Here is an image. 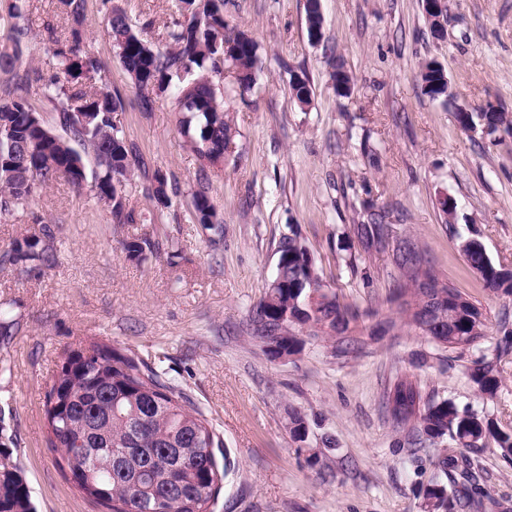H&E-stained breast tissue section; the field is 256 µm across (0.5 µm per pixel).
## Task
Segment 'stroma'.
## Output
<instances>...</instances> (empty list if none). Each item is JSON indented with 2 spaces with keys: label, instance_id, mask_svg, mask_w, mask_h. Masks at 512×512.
<instances>
[{
  "label": "stroma",
  "instance_id": "obj_1",
  "mask_svg": "<svg viewBox=\"0 0 512 512\" xmlns=\"http://www.w3.org/2000/svg\"><path fill=\"white\" fill-rule=\"evenodd\" d=\"M145 39L164 46L175 0H114ZM448 23L433 38L422 0H320L322 35L311 41L307 0H232L230 26L259 45L257 82L240 99L232 79L224 100L236 136L224 168L210 172V196L224 215L216 236L191 215L200 162L178 132L167 101L142 111L102 23L104 0H87V45L108 68L123 100L124 129L143 172L162 169L181 187L170 208L147 224H116L108 212L63 181L0 220V251L23 238L35 220L54 231L55 261L0 269V303L14 320L0 340V434L30 487L36 512H100L55 464L44 426L45 392L65 349L92 340L129 349L158 364L206 413L232 467L215 512H421L415 488L427 474L405 461V433L394 425L385 393L397 372L414 374L426 395L472 409L512 429V351L496 345L512 331V297L493 293L465 265L462 236L479 238L495 264L512 268V128L466 131L457 106L495 105L512 113V0H446ZM57 0H30L35 36L24 60L51 75L40 31ZM448 77L450 101L426 95L422 62ZM354 79L337 96L332 63ZM307 75L312 103L300 109L290 87ZM457 202L447 222L438 200ZM384 224L387 248L364 250L355 225ZM296 229L327 283L360 309L395 313L393 244L410 239L435 273L483 308L489 332L464 353L402 333L372 342L352 360L310 342L287 361L268 357L246 333L250 308L276 273L277 243ZM158 232L178 258L126 260L120 242ZM503 376L484 400L469 378L478 358ZM304 411L308 466L288 433V411ZM332 447H325L324 437ZM483 490L512 506V460L494 440L475 453Z\"/></svg>",
  "mask_w": 512,
  "mask_h": 512
}]
</instances>
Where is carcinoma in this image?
<instances>
[{"label": "carcinoma", "mask_w": 512, "mask_h": 512, "mask_svg": "<svg viewBox=\"0 0 512 512\" xmlns=\"http://www.w3.org/2000/svg\"><path fill=\"white\" fill-rule=\"evenodd\" d=\"M86 0H58L57 8L71 21L69 35L58 36L53 23L44 24L52 44L54 73L44 82L34 70L18 73L23 46L33 36L26 18V0H11L7 42L0 45V69L15 73V91L0 99V216L25 209L48 184L63 180L76 192L88 194L104 207L115 224H145L148 216L130 207L139 190L153 209L171 207L179 187L158 169L149 184L136 180L139 156L115 129L112 114L123 111L121 98L109 88L107 71L84 46ZM226 0H178L179 18L155 48L129 23L125 11L112 6L107 26L122 68L140 97L144 111L156 100H170L178 113L184 142L196 153L200 169L192 190L194 217L204 229L219 235L224 217L209 196V171L224 165L235 137L221 82L231 69L240 96L256 82L257 44L248 31L229 30ZM307 30L322 26L319 0H307ZM425 94L447 99L448 79L434 60L419 70ZM336 92L345 96L352 76L342 65L330 73ZM39 84L43 98L55 111L56 132L31 102L30 87ZM308 78L294 75L292 96L301 107L311 102ZM483 125L496 131L511 125L512 117L489 105L479 114ZM357 236L367 249L383 243L382 226L362 224ZM51 230L25 237L0 254V268L38 260L54 261ZM121 250L140 264L162 253V243L147 233L124 238ZM458 251L485 287L512 296V269L496 266L484 244L460 237ZM393 252L395 300L399 319L386 316L367 328L360 313L340 300L324 279L310 248L294 230L276 247L277 273L250 310L248 334L271 358L286 361L303 351L307 342L330 343L332 354L358 358L368 339L394 330L413 332L451 352H464L487 335L483 309L450 288V297L434 300L423 277L432 273L418 244L405 239ZM91 351H64L72 367H63L45 397L49 448L60 453L58 466L77 490L103 512H125L130 502L137 512H214L227 473L224 442L205 414L184 391L163 377L153 364L111 344L92 342ZM479 393L492 399L501 385L494 362L482 357L469 368ZM386 406L396 425L407 430L408 461L422 466L417 446L448 438L460 452L438 448L428 457L432 473L416 495L422 512H507L479 487L478 466L465 454L496 441L501 455L512 460V432L475 411L461 412L454 403L423 395L414 375L396 374L386 392ZM291 438L308 439L310 424L302 411L288 413ZM17 464L0 463V512H35L26 479Z\"/></svg>", "instance_id": "cac0c4a2"}]
</instances>
